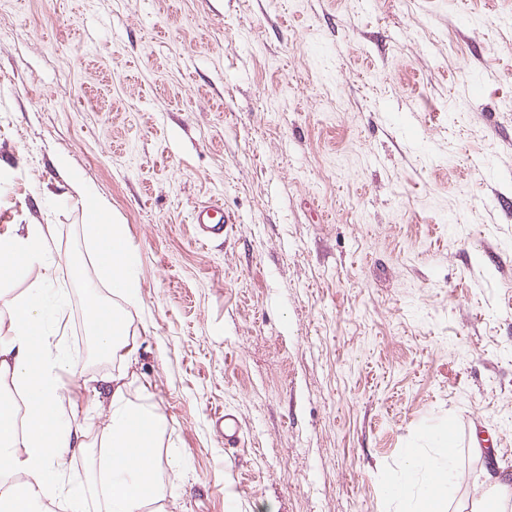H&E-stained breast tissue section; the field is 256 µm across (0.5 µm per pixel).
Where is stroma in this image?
Here are the masks:
<instances>
[{"label":"stroma","instance_id":"stroma-1","mask_svg":"<svg viewBox=\"0 0 512 512\" xmlns=\"http://www.w3.org/2000/svg\"><path fill=\"white\" fill-rule=\"evenodd\" d=\"M91 202L132 247L166 512H406L382 485L444 425L451 507L512 476V0H0V235L53 228L95 445L84 309L122 299ZM193 223L197 231L199 241H207L211 235L219 234L224 231V224L227 220L224 218V209L218 205L199 206L193 214Z\"/></svg>","mask_w":512,"mask_h":512}]
</instances>
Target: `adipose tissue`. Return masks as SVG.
I'll return each instance as SVG.
<instances>
[{"label":"adipose tissue","instance_id":"ef3b65f1","mask_svg":"<svg viewBox=\"0 0 512 512\" xmlns=\"http://www.w3.org/2000/svg\"><path fill=\"white\" fill-rule=\"evenodd\" d=\"M90 227L102 275L128 302L137 301L123 225L112 223L99 208ZM51 240L47 225H16L0 237V274L19 276L42 265ZM87 308V327L101 351L121 361L132 359L135 348L127 340L125 312L94 299ZM46 318L45 289L35 287L22 296L0 289V382H8L18 394L14 400L0 399V512H47L48 503L59 500L78 504L89 487L101 499L103 512H144L148 503L166 496L155 453L164 429L162 416L132 401L125 383H113L90 481L68 479L67 456L81 430L66 413L59 377L74 363L49 332ZM450 481V470L418 454L387 492L389 498L402 499L415 486V512H448Z\"/></svg>","mask_w":512,"mask_h":512}]
</instances>
